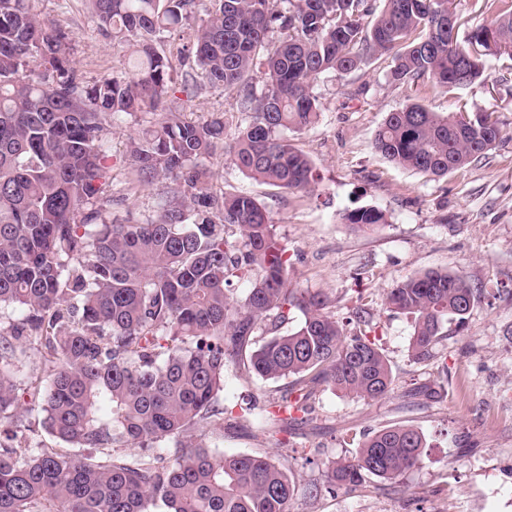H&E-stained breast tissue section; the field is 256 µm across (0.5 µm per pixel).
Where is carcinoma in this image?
Here are the masks:
<instances>
[{"label":"carcinoma","instance_id":"carcinoma-1","mask_svg":"<svg viewBox=\"0 0 512 512\" xmlns=\"http://www.w3.org/2000/svg\"><path fill=\"white\" fill-rule=\"evenodd\" d=\"M91 0L99 30L134 47L128 70L86 84L70 31L33 0H0V512H289L296 485L278 459L209 449L224 427V370L241 361L278 385L262 420L284 432L305 423L317 388L378 401L396 376L357 296L342 322L329 297L292 286L291 260L266 207L212 189L217 145L243 175L282 192L311 191L316 173L295 134L314 124V86L391 58L392 85L453 91L485 81L484 61L512 57V0H477L491 20L463 25L455 0ZM190 30L177 58L195 74L181 92H236L246 115L228 138L216 115L187 121L158 111L173 91L167 36ZM155 119L129 137L138 181L168 180L172 195L141 221L112 218V124ZM492 112L444 114L415 102L388 113L374 147L434 178L478 162L502 139ZM356 232L386 223L374 208L342 215ZM250 283L242 294L232 285ZM480 289L430 270L398 281L383 304L409 315V357L426 365L461 329ZM302 321L287 334L268 327ZM36 340L47 379L31 404L51 436L78 449L33 446L22 394L7 367ZM354 456L327 463V486L395 480L423 464L427 441L409 424L352 436ZM134 446L138 452L127 451Z\"/></svg>","mask_w":512,"mask_h":512}]
</instances>
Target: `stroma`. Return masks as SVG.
I'll return each instance as SVG.
<instances>
[{"label":"stroma","instance_id":"35a3bbf8","mask_svg":"<svg viewBox=\"0 0 512 512\" xmlns=\"http://www.w3.org/2000/svg\"><path fill=\"white\" fill-rule=\"evenodd\" d=\"M34 7L70 31L84 82L126 70L129 49L100 34L90 0H34ZM388 65L381 58L317 81L320 114L296 136L320 175L311 197L245 177L223 150L210 160L215 189H233L266 206L288 246L293 285L327 294L340 318L358 294L373 293L371 319L398 377L394 395L378 402L319 390L312 419L296 431L297 448L288 455L297 487L290 510L512 512V95L495 84L501 76L512 77V57L487 58L486 82L427 95L388 83ZM413 101L443 113L465 107L495 113L503 139L486 160L444 178L393 165L376 152L375 135L387 113ZM173 105L201 121L239 109L235 94L209 87L179 94ZM148 121L143 113L125 116L112 130V212L121 218L152 215L169 189L165 181L140 184L126 154L128 138ZM365 206L383 211L387 224L364 234L342 223L344 212ZM428 270L463 274L486 296L465 326L438 346V359L416 366L408 360L412 320L387 310L382 298L395 282ZM424 382L441 384L440 399L407 397L408 388ZM270 388L246 366L226 369L220 399L226 427L209 432L207 445L227 453L277 455L284 433L231 426L241 407L263 404ZM399 423L425 434L421 467L395 483L374 478L362 491L309 496L310 488L325 481L324 461L351 455L343 441L347 429L373 432Z\"/></svg>","mask_w":512,"mask_h":512}]
</instances>
